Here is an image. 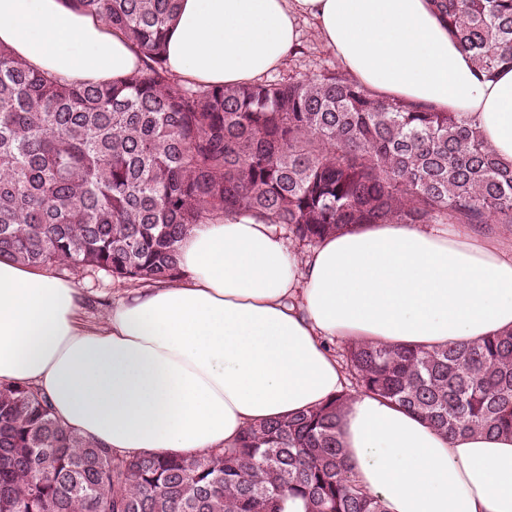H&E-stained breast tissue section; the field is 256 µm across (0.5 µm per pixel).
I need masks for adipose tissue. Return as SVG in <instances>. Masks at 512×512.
<instances>
[{
    "mask_svg": "<svg viewBox=\"0 0 512 512\" xmlns=\"http://www.w3.org/2000/svg\"><path fill=\"white\" fill-rule=\"evenodd\" d=\"M314 19L375 95L466 113L512 164V69L484 78L430 0H180L168 70L233 87L276 69ZM0 42L34 70L116 80L142 67L123 34L70 0H0ZM172 282L86 315L73 279L0 261V384H22L117 455L191 459L345 386L337 339L432 347L512 332V251L462 225L361 224L299 253L247 213L192 227ZM339 441L386 512H512V434H440L370 394Z\"/></svg>",
    "mask_w": 512,
    "mask_h": 512,
    "instance_id": "adipose-tissue-1",
    "label": "adipose tissue"
}]
</instances>
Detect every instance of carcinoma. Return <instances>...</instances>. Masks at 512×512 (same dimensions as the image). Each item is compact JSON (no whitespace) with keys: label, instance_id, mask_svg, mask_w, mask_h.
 Instances as JSON below:
<instances>
[{"label":"carcinoma","instance_id":"cac0c4a2","mask_svg":"<svg viewBox=\"0 0 512 512\" xmlns=\"http://www.w3.org/2000/svg\"><path fill=\"white\" fill-rule=\"evenodd\" d=\"M142 69L68 83L0 45V260L120 284L180 274L195 224L253 214L302 246L356 224H512V167L461 112L379 97L325 69L237 87L166 65L179 0H73ZM482 76L512 67V0H433ZM353 388L453 439L512 433V333L412 348L344 343ZM350 393L192 459L117 456L32 389L0 385V512H384L337 435Z\"/></svg>","mask_w":512,"mask_h":512}]
</instances>
